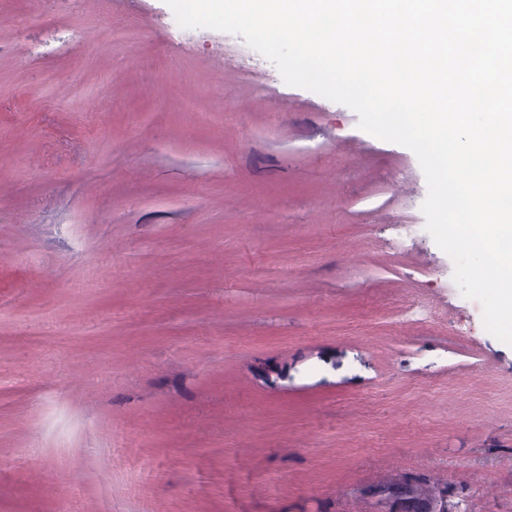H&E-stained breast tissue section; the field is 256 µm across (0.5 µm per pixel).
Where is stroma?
<instances>
[{
  "instance_id": "stroma-1",
  "label": "stroma",
  "mask_w": 512,
  "mask_h": 512,
  "mask_svg": "<svg viewBox=\"0 0 512 512\" xmlns=\"http://www.w3.org/2000/svg\"><path fill=\"white\" fill-rule=\"evenodd\" d=\"M358 120L165 0H0V512H512V345Z\"/></svg>"
}]
</instances>
